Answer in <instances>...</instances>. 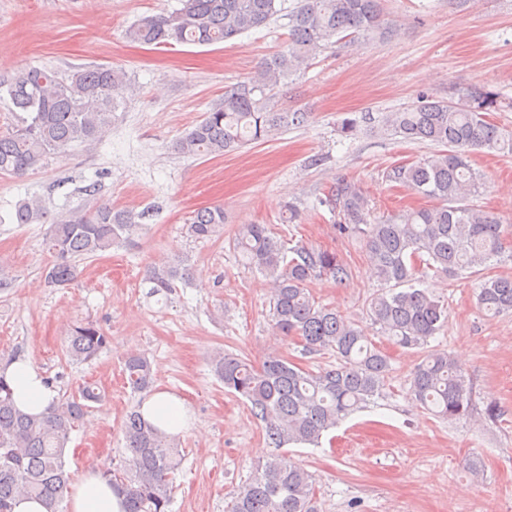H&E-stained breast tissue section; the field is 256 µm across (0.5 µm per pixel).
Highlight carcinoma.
<instances>
[{
  "label": "carcinoma",
  "instance_id": "1",
  "mask_svg": "<svg viewBox=\"0 0 512 512\" xmlns=\"http://www.w3.org/2000/svg\"><path fill=\"white\" fill-rule=\"evenodd\" d=\"M171 12L144 15L126 37L144 45L172 42L208 46L231 41L266 26L280 12L277 0H181ZM384 0H298L289 15L288 43L263 60L250 76L225 88L202 119L181 136L174 150L187 156L222 157L253 142L308 122L301 109L277 107L287 80L306 70L329 46L350 36L366 41L395 34L385 22ZM13 106L15 122L0 132V175L21 177L65 157L78 143L101 138L130 89L126 73L110 65L75 68L66 75L29 66L0 82ZM496 96L474 88L456 100H436L422 93L414 105L383 117L381 129L405 140L441 147L416 163H398L385 179L435 199L438 205L407 211L399 217L371 218L369 199L358 182L339 178L317 199V206L338 217L339 231L358 237L384 288L368 300L369 316L391 342L423 349L448 318V302L416 287L428 270L457 275L501 257L505 229L501 219L471 201L479 181L471 165L478 150L511 151L512 131L489 122ZM96 184L85 187L83 207L65 215L50 212L38 196L21 201L15 224H46L53 260L47 283L66 287L80 275L79 261L114 247H133L145 234L146 213L114 208L97 198ZM224 208H200L189 220L197 239L219 234ZM235 249L272 286L273 325L285 336H298L303 351H329L336 364L311 372L288 359L271 356L256 368L219 350L211 368L224 389L246 400L251 415L264 425L268 444L317 445L324 432L374 402L385 386L391 358L375 347L361 326L333 308L315 302L311 284H342L351 269L336 253L303 243L291 247L265 224H248L233 240ZM193 276L191 267L162 262L147 268L144 283L153 295L168 296ZM478 303L493 315L512 312V278L485 280ZM109 336L92 322L71 328L65 356L88 363L108 345ZM135 392L154 382L153 367L143 354L124 364ZM410 394L443 419L469 412L472 389L446 351H427L410 383ZM98 386L87 383L76 395L54 401L48 412L32 415L14 403L6 368L0 367V512H10L19 495L58 512L69 486L65 456L72 431L91 405L101 401ZM122 431L127 456L101 475L120 490L126 512H170L173 479L184 454L180 437L169 434L131 410ZM229 512H316L312 475L301 465L273 455L258 464L233 497Z\"/></svg>",
  "mask_w": 512,
  "mask_h": 512
}]
</instances>
